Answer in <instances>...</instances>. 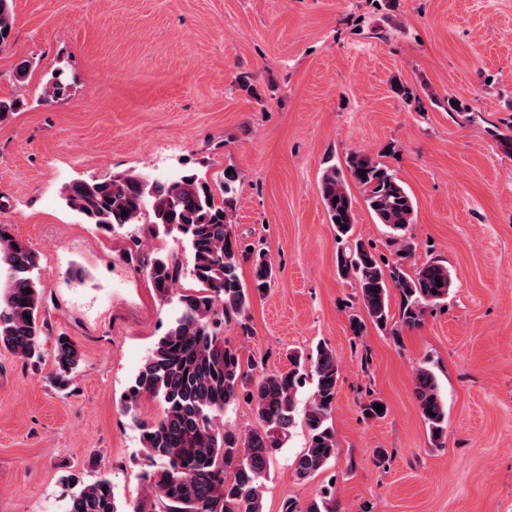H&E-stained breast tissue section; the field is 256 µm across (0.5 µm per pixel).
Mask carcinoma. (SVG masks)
<instances>
[{"instance_id":"obj_1","label":"carcinoma","mask_w":512,"mask_h":512,"mask_svg":"<svg viewBox=\"0 0 512 512\" xmlns=\"http://www.w3.org/2000/svg\"><path fill=\"white\" fill-rule=\"evenodd\" d=\"M11 0H0V48L13 31ZM237 172L224 175V197L216 199L209 183L195 173L149 181L137 173L106 180L74 181L64 187L67 205L97 229L145 224L151 237L174 233L187 243L191 275L200 289L181 295V309L167 332L159 337L136 373L124 399L128 410L149 396L162 405L156 420L136 421L146 458L155 469L142 478L150 496L132 512H263L260 488L273 455L283 447L297 423V394L306 380L313 395L305 412L308 442L294 459L297 478L306 481L336 459L338 444L330 423L339 389L340 363L336 352L320 345L310 366L301 355L289 356L288 371L257 378L246 370L240 352L224 342L223 324L242 317L253 295L267 293L274 280L271 261L262 251L248 250L233 231V197ZM361 189L378 223L401 241L414 223L412 196L389 168L364 150L350 152L345 165L331 164L321 175L320 196L341 243L337 271L358 289V298L373 325L385 330L393 321L390 289L401 296L399 322L421 324L428 308L444 303L453 286L448 267L430 260L408 270L412 246L404 243L390 257L370 243L352 238L353 202L349 182ZM127 215H122V212ZM157 294L164 298L182 275L176 251L135 255ZM252 262V284L242 282V263ZM7 277L0 287V350L39 363L44 356L39 317L43 283L37 252L8 235L0 225V266ZM440 281H435V278ZM51 379L69 386L81 361L75 343L59 335L54 346ZM414 392L432 445L443 446L448 411L434 372L420 367ZM252 407L258 428L241 433L218 419L240 401ZM71 486L62 512H120L111 482ZM281 512H336L333 492L324 489L302 503L289 498Z\"/></svg>"}]
</instances>
